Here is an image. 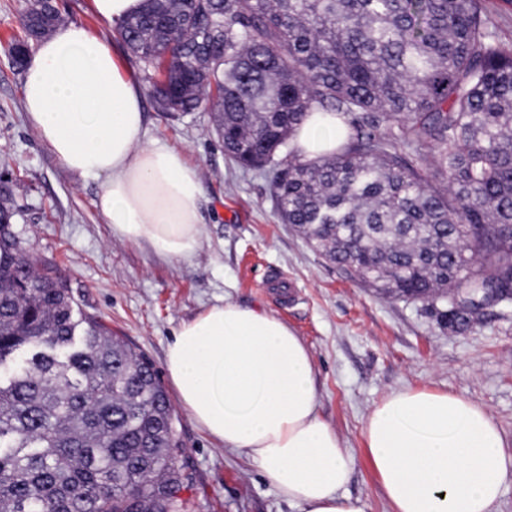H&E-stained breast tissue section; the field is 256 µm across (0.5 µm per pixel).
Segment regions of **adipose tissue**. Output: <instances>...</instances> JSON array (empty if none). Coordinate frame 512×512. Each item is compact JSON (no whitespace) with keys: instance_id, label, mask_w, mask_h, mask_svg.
Masks as SVG:
<instances>
[{"instance_id":"obj_1","label":"adipose tissue","mask_w":512,"mask_h":512,"mask_svg":"<svg viewBox=\"0 0 512 512\" xmlns=\"http://www.w3.org/2000/svg\"><path fill=\"white\" fill-rule=\"evenodd\" d=\"M26 120L66 171L102 179L96 207L113 236L187 261L203 234L198 168L145 140L138 74L80 25L59 28L27 61ZM335 116L312 113L294 144L334 152ZM166 369L181 407L225 449L245 455L295 512H365L344 494L351 462L318 414L304 342L274 315L235 302L176 332ZM393 512H494L512 484V443L487 410L448 393L403 389L374 405L363 431Z\"/></svg>"}]
</instances>
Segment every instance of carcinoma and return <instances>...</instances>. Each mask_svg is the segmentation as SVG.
<instances>
[{"label":"carcinoma","mask_w":512,"mask_h":512,"mask_svg":"<svg viewBox=\"0 0 512 512\" xmlns=\"http://www.w3.org/2000/svg\"><path fill=\"white\" fill-rule=\"evenodd\" d=\"M115 26L157 111L213 114L225 155L271 176L277 211L329 262L455 331L512 298V44L480 0H144ZM63 21L24 0L7 49ZM351 133L305 159L293 131ZM0 181V512H185L183 444L151 361L22 254ZM336 123L342 132L338 139H336ZM344 130V124L341 120H336V115L313 112L297 132L293 143L307 159L314 158L336 151V146L344 141Z\"/></svg>","instance_id":"cac0c4a2"}]
</instances>
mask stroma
Here are the masks:
<instances>
[{
  "instance_id": "stroma-1",
  "label": "stroma",
  "mask_w": 512,
  "mask_h": 512,
  "mask_svg": "<svg viewBox=\"0 0 512 512\" xmlns=\"http://www.w3.org/2000/svg\"><path fill=\"white\" fill-rule=\"evenodd\" d=\"M23 0H0V173L20 208L23 253L56 264L79 314L104 324L166 377V354L181 325L231 300L283 320L310 351L318 412L353 459L345 494L367 512H392L363 440L365 420L385 395L425 389L483 405L512 439V308L489 310L470 331L440 325L421 304L364 288L281 223L268 179L224 154L212 115L176 119L145 102L147 138L199 166L204 233L196 256L167 261L120 242L95 201L101 182L65 171L25 120L24 74L5 47L19 31ZM180 463L193 480L190 512H293L244 455L225 450L175 407Z\"/></svg>"
}]
</instances>
